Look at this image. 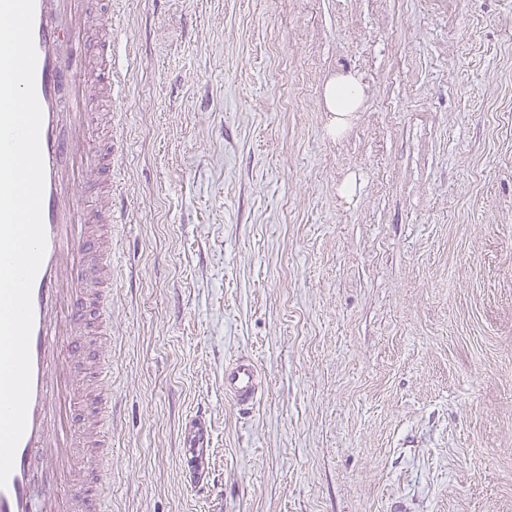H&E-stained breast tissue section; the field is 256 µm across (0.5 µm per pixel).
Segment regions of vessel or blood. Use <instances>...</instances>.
I'll use <instances>...</instances> for the list:
<instances>
[{
	"mask_svg": "<svg viewBox=\"0 0 512 512\" xmlns=\"http://www.w3.org/2000/svg\"><path fill=\"white\" fill-rule=\"evenodd\" d=\"M42 109L43 261L32 287L31 393L0 512H103L112 454V139H93L87 102L112 86V15L98 0H34ZM104 196L93 208L83 188ZM241 356L224 368L239 407L262 394Z\"/></svg>",
	"mask_w": 512,
	"mask_h": 512,
	"instance_id": "vessel-or-blood-1",
	"label": "vessel or blood"
}]
</instances>
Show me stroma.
<instances>
[{
  "instance_id": "obj_1",
  "label": "stroma",
  "mask_w": 512,
  "mask_h": 512,
  "mask_svg": "<svg viewBox=\"0 0 512 512\" xmlns=\"http://www.w3.org/2000/svg\"><path fill=\"white\" fill-rule=\"evenodd\" d=\"M92 109L108 512H512V0H112ZM324 104L328 112L334 114L330 127L334 134L341 133L348 126L354 112L364 103V90L359 78L353 72H339L324 89ZM262 372L250 356H240L224 367V394L238 407H252L262 394Z\"/></svg>"
}]
</instances>
